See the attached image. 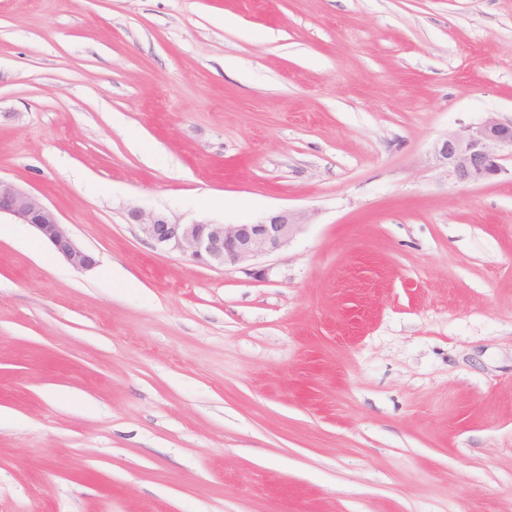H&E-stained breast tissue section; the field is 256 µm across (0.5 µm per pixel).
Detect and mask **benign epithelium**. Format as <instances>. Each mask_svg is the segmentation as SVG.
<instances>
[{
	"instance_id": "1",
	"label": "benign epithelium",
	"mask_w": 512,
	"mask_h": 512,
	"mask_svg": "<svg viewBox=\"0 0 512 512\" xmlns=\"http://www.w3.org/2000/svg\"><path fill=\"white\" fill-rule=\"evenodd\" d=\"M434 154L447 176L461 185L492 181L512 158V122L490 113L480 122L448 133L434 146ZM33 227L74 269L90 270L96 260L65 224L37 196L13 180L0 177V217ZM310 216L281 210L255 223L224 224L199 221L172 222L162 213L133 208L129 223L138 227L153 246L180 253L187 260L209 266L252 265L287 247Z\"/></svg>"
}]
</instances>
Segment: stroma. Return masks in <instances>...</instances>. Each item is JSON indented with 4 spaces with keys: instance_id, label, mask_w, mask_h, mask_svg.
Segmentation results:
<instances>
[{
    "instance_id": "35a3bbf8",
    "label": "stroma",
    "mask_w": 512,
    "mask_h": 512,
    "mask_svg": "<svg viewBox=\"0 0 512 512\" xmlns=\"http://www.w3.org/2000/svg\"><path fill=\"white\" fill-rule=\"evenodd\" d=\"M512 0H0V512H512ZM310 220L254 266L145 241ZM434 154L458 184L492 181L506 173L502 161L512 158V122L488 113L480 122L448 133L435 144ZM2 216L13 221L10 224L33 227L74 269L90 270L96 265L93 255L79 244L52 209L15 181L0 176V223Z\"/></svg>"
}]
</instances>
